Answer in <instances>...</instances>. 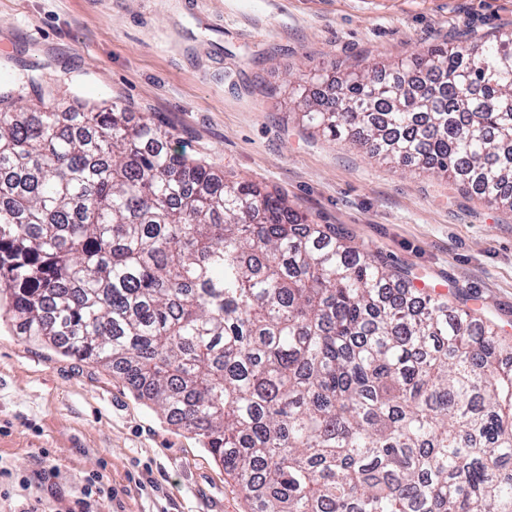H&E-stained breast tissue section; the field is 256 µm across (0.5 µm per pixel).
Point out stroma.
I'll use <instances>...</instances> for the list:
<instances>
[{
	"mask_svg": "<svg viewBox=\"0 0 512 512\" xmlns=\"http://www.w3.org/2000/svg\"><path fill=\"white\" fill-rule=\"evenodd\" d=\"M505 32L512 0H0V76L154 117L170 147L278 191L308 223L512 336V210L329 141L285 84ZM96 472L111 497L84 496ZM79 500L83 512H250L198 436L115 373L0 321V512Z\"/></svg>",
	"mask_w": 512,
	"mask_h": 512,
	"instance_id": "stroma-1",
	"label": "stroma"
}]
</instances>
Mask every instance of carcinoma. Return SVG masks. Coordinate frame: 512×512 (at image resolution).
I'll list each match as a JSON object with an SVG mask.
<instances>
[{
  "mask_svg": "<svg viewBox=\"0 0 512 512\" xmlns=\"http://www.w3.org/2000/svg\"><path fill=\"white\" fill-rule=\"evenodd\" d=\"M347 67L300 119L512 209V33ZM0 92V302L200 436L252 512H512V336L151 118Z\"/></svg>",
  "mask_w": 512,
  "mask_h": 512,
  "instance_id": "carcinoma-1",
  "label": "carcinoma"
}]
</instances>
